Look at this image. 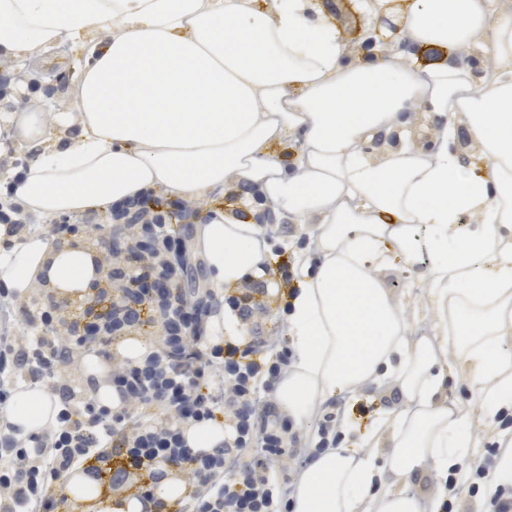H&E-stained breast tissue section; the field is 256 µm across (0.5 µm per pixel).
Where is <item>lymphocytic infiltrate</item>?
Returning <instances> with one entry per match:
<instances>
[{"mask_svg": "<svg viewBox=\"0 0 512 512\" xmlns=\"http://www.w3.org/2000/svg\"><path fill=\"white\" fill-rule=\"evenodd\" d=\"M127 205L136 211L134 223L113 225L111 235L135 263L113 265L111 247L101 246L103 260L95 268L106 283L98 291L105 309L89 306L69 320L57 315L54 302L0 289V411L11 407L20 385L49 391L60 410L57 421L35 433L0 423V512H51L49 491L57 478L80 466L98 481L107 463L112 490L136 489L153 500L155 512H164L150 484L164 478L170 462L190 490L181 512H292L283 473L338 447L345 437L338 414L323 415L308 456L300 457L290 419L270 400L292 351L280 337L262 333L270 307L255 296L264 283L248 279L214 297L204 255L191 237L174 231L192 225L199 209L150 190ZM133 284L150 302L161 339L132 361L110 353L108 345L140 324L139 310L122 301ZM202 301L233 315L237 335L216 336L197 312ZM19 311L32 327L23 335L14 331ZM96 357L112 364L109 383L119 405L99 404L89 394L97 383L83 377L82 365ZM219 413L222 443L211 451L193 447L187 428L209 425Z\"/></svg>", "mask_w": 512, "mask_h": 512, "instance_id": "obj_1", "label": "lymphocytic infiltrate"}]
</instances>
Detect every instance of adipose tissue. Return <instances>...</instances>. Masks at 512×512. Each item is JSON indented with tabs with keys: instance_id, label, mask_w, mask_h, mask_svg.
<instances>
[{
	"instance_id": "1",
	"label": "adipose tissue",
	"mask_w": 512,
	"mask_h": 512,
	"mask_svg": "<svg viewBox=\"0 0 512 512\" xmlns=\"http://www.w3.org/2000/svg\"><path fill=\"white\" fill-rule=\"evenodd\" d=\"M97 35L52 108L18 94L0 137L40 153L0 173L27 214L48 223L106 213L152 188L208 208L231 186L265 196L276 220L309 236L282 334L293 361L273 400L304 427L341 394L392 381L389 438L329 448L302 472L293 512H435L407 490L427 471L466 467L480 436L512 412V0H411L401 49L362 57L312 17L309 0H0V62ZM442 58L420 65L416 53ZM433 122L426 138L415 130ZM405 139L368 154L372 139ZM484 164L464 165L459 129ZM291 139L293 166L270 147ZM195 238L215 283L258 273L257 224L217 215ZM419 268L433 334L412 335L387 287V256ZM60 289L95 278L91 255L55 250L36 230L0 253V280L27 294L37 274ZM462 373L472 400L448 394Z\"/></svg>"
}]
</instances>
